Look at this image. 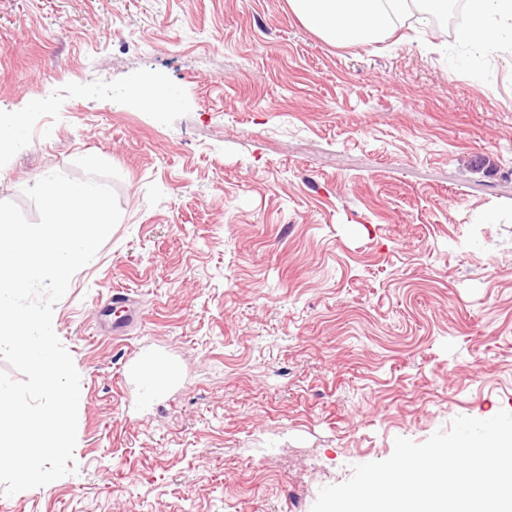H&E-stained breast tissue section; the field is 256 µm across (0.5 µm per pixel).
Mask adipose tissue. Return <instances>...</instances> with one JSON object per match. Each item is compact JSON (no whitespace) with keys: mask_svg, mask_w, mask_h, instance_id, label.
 Here are the masks:
<instances>
[{"mask_svg":"<svg viewBox=\"0 0 512 512\" xmlns=\"http://www.w3.org/2000/svg\"><path fill=\"white\" fill-rule=\"evenodd\" d=\"M443 0H288L292 12L314 33L331 43L373 44L387 38L396 23L420 4L434 12ZM459 42L483 54L512 43V0H469Z\"/></svg>","mask_w":512,"mask_h":512,"instance_id":"ef3b65f1","label":"adipose tissue"}]
</instances>
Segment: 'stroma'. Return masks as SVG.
I'll return each mask as SVG.
<instances>
[{
  "instance_id": "stroma-1",
  "label": "stroma",
  "mask_w": 512,
  "mask_h": 512,
  "mask_svg": "<svg viewBox=\"0 0 512 512\" xmlns=\"http://www.w3.org/2000/svg\"><path fill=\"white\" fill-rule=\"evenodd\" d=\"M370 46L288 0H0V201L94 154L121 219L54 331L76 471L0 512H311L355 466L512 411V49ZM134 84L179 90L146 112ZM140 322L98 332L113 291ZM168 378L147 394L139 371ZM44 107V101L38 98L28 99L20 112L0 113V151L19 147L25 137L27 116Z\"/></svg>"
}]
</instances>
